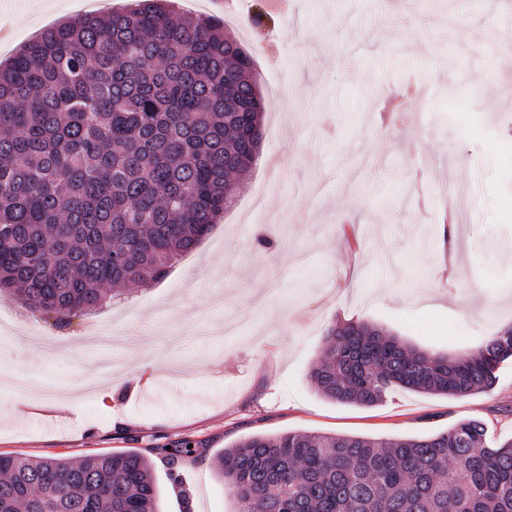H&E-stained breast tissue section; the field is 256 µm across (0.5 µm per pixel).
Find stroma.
<instances>
[{
	"label": "stroma",
	"instance_id": "1",
	"mask_svg": "<svg viewBox=\"0 0 512 512\" xmlns=\"http://www.w3.org/2000/svg\"><path fill=\"white\" fill-rule=\"evenodd\" d=\"M0 0V61L89 0ZM219 14L265 98L256 165L235 204L161 280L64 328L0 297V454L137 449L164 512L181 507L162 448L192 441L179 474L193 512H235L217 452L285 431L425 436L465 419L512 438V361L492 391L395 389L373 407L309 378L329 326L355 321L430 352L475 351L512 323V0H172Z\"/></svg>",
	"mask_w": 512,
	"mask_h": 512
}]
</instances>
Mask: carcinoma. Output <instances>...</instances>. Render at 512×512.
<instances>
[{"label": "carcinoma", "mask_w": 512, "mask_h": 512, "mask_svg": "<svg viewBox=\"0 0 512 512\" xmlns=\"http://www.w3.org/2000/svg\"><path fill=\"white\" fill-rule=\"evenodd\" d=\"M252 56L214 16L168 0L45 30L0 64V293L59 325L158 279L210 233L260 155ZM512 324L469 356L407 347L381 328L328 332L309 378L371 407L396 388L490 391ZM191 441L165 451L173 483ZM237 512H512V440L478 419L423 437L288 431L218 453ZM154 462L127 450L0 455V512H160Z\"/></svg>", "instance_id": "1"}]
</instances>
